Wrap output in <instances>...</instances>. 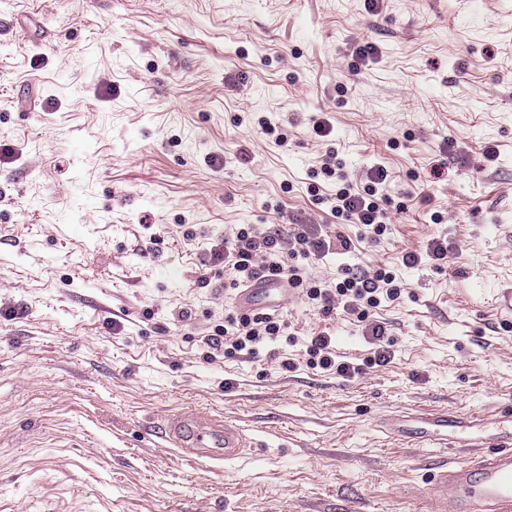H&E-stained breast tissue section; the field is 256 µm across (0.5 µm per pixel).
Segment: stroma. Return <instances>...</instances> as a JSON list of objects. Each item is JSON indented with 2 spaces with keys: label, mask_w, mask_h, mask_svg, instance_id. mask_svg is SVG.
I'll list each match as a JSON object with an SVG mask.
<instances>
[{
  "label": "stroma",
  "mask_w": 512,
  "mask_h": 512,
  "mask_svg": "<svg viewBox=\"0 0 512 512\" xmlns=\"http://www.w3.org/2000/svg\"><path fill=\"white\" fill-rule=\"evenodd\" d=\"M0 142V512H426L465 455L380 420L512 407V0H0ZM332 156L388 168L386 236L357 240L335 184L313 199ZM240 224L353 237L303 263L329 288L393 267L392 361L298 296L295 342L206 360L234 291L200 262ZM436 237L447 264L402 265ZM324 330L357 377L307 365ZM186 409L252 448L184 457L164 416Z\"/></svg>",
  "instance_id": "obj_1"
}]
</instances>
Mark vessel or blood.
<instances>
[{"label": "vessel or blood", "instance_id": "1", "mask_svg": "<svg viewBox=\"0 0 512 512\" xmlns=\"http://www.w3.org/2000/svg\"><path fill=\"white\" fill-rule=\"evenodd\" d=\"M291 295L279 278L250 283L235 297L239 306L270 309ZM483 418L460 417L450 411L423 412L385 423L392 439L433 448H474V459L438 468L431 479L429 512H512V426L501 425L494 440H486ZM168 436L186 457L221 463L248 446L244 430L233 423L219 426L191 412L170 418Z\"/></svg>", "mask_w": 512, "mask_h": 512}]
</instances>
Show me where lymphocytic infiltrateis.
<instances>
[{
  "label": "lymphocytic infiltrate",
  "mask_w": 512,
  "mask_h": 512,
  "mask_svg": "<svg viewBox=\"0 0 512 512\" xmlns=\"http://www.w3.org/2000/svg\"><path fill=\"white\" fill-rule=\"evenodd\" d=\"M320 173L324 180L335 182L336 193L332 209L337 216L356 224L361 238L372 240L383 237L389 216L383 205L382 186L388 178L387 168L379 163L365 172L363 187L353 186L340 167L323 163ZM350 240L344 235L318 236L306 225L298 224L289 239L264 235L250 224L238 225L232 237L215 240L209 251L210 263L223 264L230 271L231 287L268 274L282 278L287 286L303 293L307 299L318 302L323 313L339 309L352 316L359 324L375 350L370 364L383 366L390 362L392 353L385 339L386 329L375 315L382 303L395 301L401 294V283L386 268L371 272L349 273L337 282L335 288L323 287L320 282L304 275L300 267L288 264L287 256L303 258L325 257L329 251L349 249ZM288 325L274 313L260 311H235L224 320L223 329L206 336V345L224 352L225 356L243 355L257 357L260 347L283 336Z\"/></svg>",
  "instance_id": "obj_1"
}]
</instances>
